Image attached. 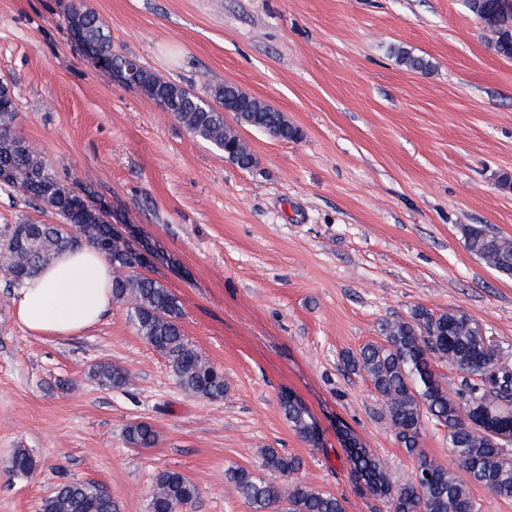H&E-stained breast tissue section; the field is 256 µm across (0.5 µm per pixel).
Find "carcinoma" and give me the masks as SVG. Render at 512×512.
Masks as SVG:
<instances>
[{"mask_svg":"<svg viewBox=\"0 0 512 512\" xmlns=\"http://www.w3.org/2000/svg\"><path fill=\"white\" fill-rule=\"evenodd\" d=\"M465 8L485 30L497 55L512 58V0H464ZM68 29L97 48L107 66L105 74L121 73L126 56L112 48L104 23L82 4L72 3L66 13ZM397 60L410 69H425L428 62L409 51H396ZM141 84L153 100L168 110L192 134L208 142L239 168L256 166L252 154L230 155L237 128L224 112L201 97L150 71ZM19 113L10 88L0 83V185L55 214L59 224L26 222L7 226L0 233V267L20 287L34 277L56 254L90 246L128 274L112 279V298L131 305L129 319L137 333L164 354L181 388L211 401L224 399V373L210 363L185 338L179 298L161 281L134 272L139 257L118 241L115 225L126 220L112 212L104 200L77 180L59 177L45 156L15 133ZM240 125L258 128L283 140L299 137V130L284 114L259 101L256 108L236 117ZM471 254L498 274L512 278V238L491 234L481 226L463 230ZM470 317L460 308L433 313L415 308L409 318L386 320L379 326L381 341L364 345L344 356L353 373L366 375L373 385L380 415L407 455L417 459L415 475L407 484L394 486L373 456L350 434H345L352 461L353 480L365 481L373 493L391 503L392 512H480L471 487L481 485L494 495L512 498V407L496 402L512 399V368L498 361L475 342ZM446 361L461 374V387L448 388L434 365ZM93 376L103 386L121 388L129 382L127 369L101 362ZM279 407L297 434L311 447L320 444L317 428L306 409L288 392ZM434 422L448 436L455 461L450 468L428 456L423 448L427 424ZM125 440L133 448H151L158 441L154 427L132 422ZM37 461L24 448L15 451L11 472L28 476ZM296 457L274 448L262 451L254 469L231 466L225 479L234 486L252 512H345L343 499L297 478ZM199 486L178 471L164 470L155 477L149 512H180L199 495ZM40 512H120L117 502L93 482H67L43 499Z\"/></svg>","mask_w":512,"mask_h":512,"instance_id":"cac0c4a2","label":"carcinoma"}]
</instances>
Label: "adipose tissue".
<instances>
[{
    "instance_id": "obj_1",
    "label": "adipose tissue",
    "mask_w": 512,
    "mask_h": 512,
    "mask_svg": "<svg viewBox=\"0 0 512 512\" xmlns=\"http://www.w3.org/2000/svg\"><path fill=\"white\" fill-rule=\"evenodd\" d=\"M112 265L95 249L54 259L19 289L16 316L38 336H76L98 324L111 310Z\"/></svg>"
}]
</instances>
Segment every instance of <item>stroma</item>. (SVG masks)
<instances>
[{
    "instance_id": "stroma-1",
    "label": "stroma",
    "mask_w": 512,
    "mask_h": 512,
    "mask_svg": "<svg viewBox=\"0 0 512 512\" xmlns=\"http://www.w3.org/2000/svg\"><path fill=\"white\" fill-rule=\"evenodd\" d=\"M70 2L0 0L16 131L164 252L153 275L227 388L219 401L183 390L126 304L77 336L30 335L0 269V512H39L64 480L148 512L163 470L198 484L189 512H251L224 471L258 467L264 448L300 457L299 479L346 512H389L352 481L346 436L394 485L417 462L342 356L415 307H458L512 365V278L463 235L482 225L512 238V190L498 186L512 175V60L494 54L464 0H82L116 52L197 92L234 83L299 129L286 141L242 128L258 158L243 170L89 66L67 28ZM398 47L429 68L401 66ZM27 221L58 218L0 185V229ZM101 361L126 368L128 385L93 380ZM285 390L319 447L283 417ZM134 421L154 426L155 447L127 445ZM19 448L37 461L31 476L10 471Z\"/></svg>"
}]
</instances>
